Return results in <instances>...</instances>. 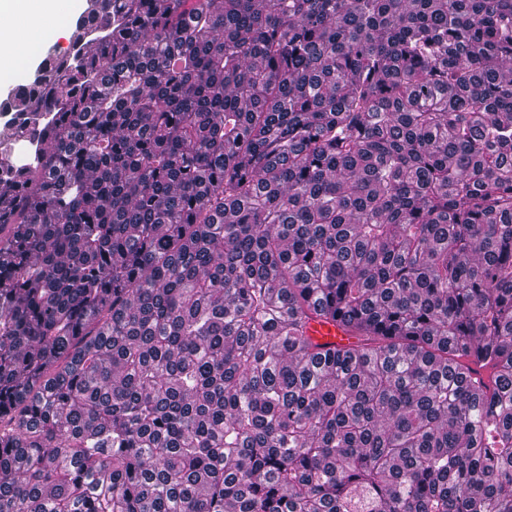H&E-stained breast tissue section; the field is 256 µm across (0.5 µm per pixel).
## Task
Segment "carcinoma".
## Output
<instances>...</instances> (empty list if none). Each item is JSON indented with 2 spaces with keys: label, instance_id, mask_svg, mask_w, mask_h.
<instances>
[{
  "label": "carcinoma",
  "instance_id": "obj_1",
  "mask_svg": "<svg viewBox=\"0 0 512 512\" xmlns=\"http://www.w3.org/2000/svg\"><path fill=\"white\" fill-rule=\"evenodd\" d=\"M0 116V512H512V0H83ZM310 335L320 343L336 344V347H343L355 343L356 338L351 337L349 333L329 324L313 323L310 329Z\"/></svg>",
  "mask_w": 512,
  "mask_h": 512
}]
</instances>
